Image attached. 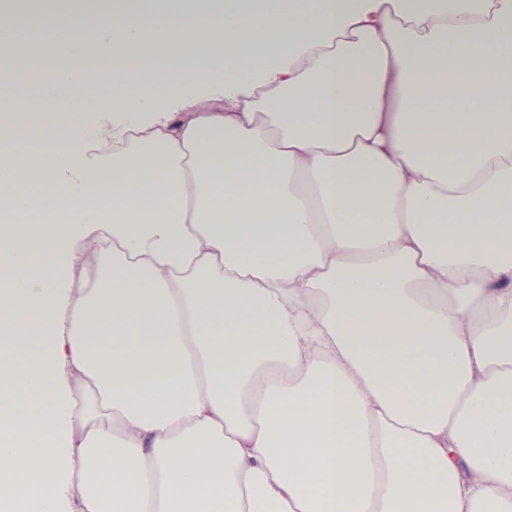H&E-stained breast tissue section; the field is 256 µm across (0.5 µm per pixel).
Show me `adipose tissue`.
Instances as JSON below:
<instances>
[{"instance_id": "adipose-tissue-1", "label": "adipose tissue", "mask_w": 512, "mask_h": 512, "mask_svg": "<svg viewBox=\"0 0 512 512\" xmlns=\"http://www.w3.org/2000/svg\"><path fill=\"white\" fill-rule=\"evenodd\" d=\"M34 25V74L0 66V512H512V0Z\"/></svg>"}]
</instances>
